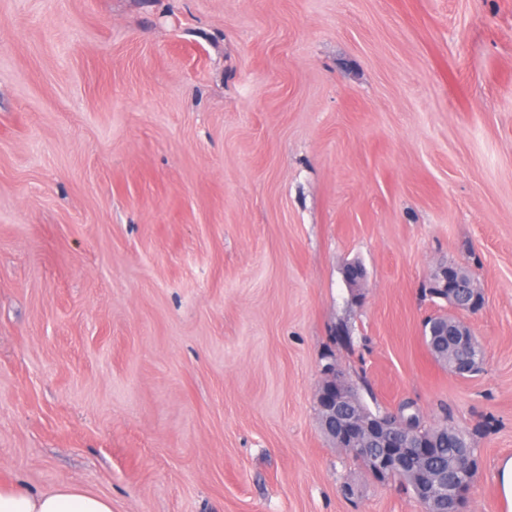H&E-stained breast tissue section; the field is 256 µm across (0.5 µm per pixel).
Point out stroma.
Here are the masks:
<instances>
[{
	"label": "stroma",
	"mask_w": 512,
	"mask_h": 512,
	"mask_svg": "<svg viewBox=\"0 0 512 512\" xmlns=\"http://www.w3.org/2000/svg\"><path fill=\"white\" fill-rule=\"evenodd\" d=\"M451 263L465 378L422 336ZM330 350L369 407L473 432L501 512L512 0H0V487L422 512L322 434ZM455 267L453 265L443 266L439 269L438 273L435 274L431 281L429 288H433V295L445 299L446 296H450L452 288H455L454 272Z\"/></svg>",
	"instance_id": "1"
}]
</instances>
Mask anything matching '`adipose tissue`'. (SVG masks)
<instances>
[{
  "mask_svg": "<svg viewBox=\"0 0 512 512\" xmlns=\"http://www.w3.org/2000/svg\"><path fill=\"white\" fill-rule=\"evenodd\" d=\"M0 512H112V501L71 486L38 494L10 488L0 489Z\"/></svg>",
  "mask_w": 512,
  "mask_h": 512,
  "instance_id": "1",
  "label": "adipose tissue"
}]
</instances>
